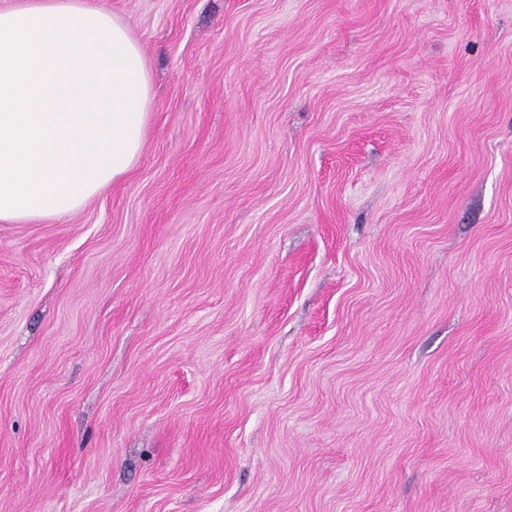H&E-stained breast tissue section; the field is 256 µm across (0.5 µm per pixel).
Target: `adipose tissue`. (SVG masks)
Listing matches in <instances>:
<instances>
[{"instance_id":"obj_1","label":"adipose tissue","mask_w":512,"mask_h":512,"mask_svg":"<svg viewBox=\"0 0 512 512\" xmlns=\"http://www.w3.org/2000/svg\"><path fill=\"white\" fill-rule=\"evenodd\" d=\"M154 94L106 0H0V223L62 221L135 168Z\"/></svg>"}]
</instances>
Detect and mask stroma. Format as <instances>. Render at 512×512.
Wrapping results in <instances>:
<instances>
[{
  "mask_svg": "<svg viewBox=\"0 0 512 512\" xmlns=\"http://www.w3.org/2000/svg\"><path fill=\"white\" fill-rule=\"evenodd\" d=\"M128 177L0 224V512H512V0H108Z\"/></svg>",
  "mask_w": 512,
  "mask_h": 512,
  "instance_id": "35a3bbf8",
  "label": "stroma"
}]
</instances>
